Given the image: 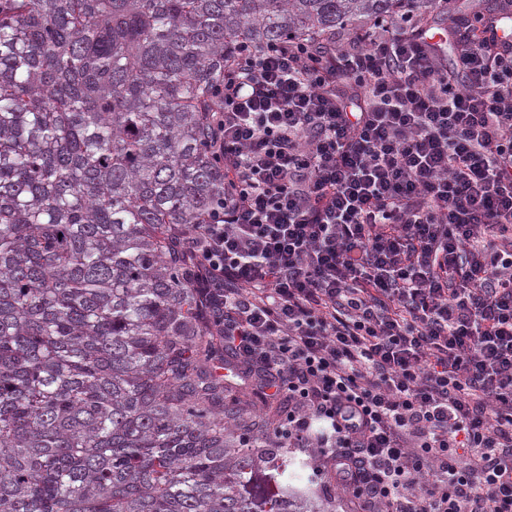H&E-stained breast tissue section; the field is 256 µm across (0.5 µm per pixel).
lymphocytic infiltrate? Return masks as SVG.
Wrapping results in <instances>:
<instances>
[{
  "label": "lymphocytic infiltrate",
  "instance_id": "obj_1",
  "mask_svg": "<svg viewBox=\"0 0 512 512\" xmlns=\"http://www.w3.org/2000/svg\"><path fill=\"white\" fill-rule=\"evenodd\" d=\"M412 12L240 48L224 211L191 243L279 448L369 512H512V48Z\"/></svg>",
  "mask_w": 512,
  "mask_h": 512
}]
</instances>
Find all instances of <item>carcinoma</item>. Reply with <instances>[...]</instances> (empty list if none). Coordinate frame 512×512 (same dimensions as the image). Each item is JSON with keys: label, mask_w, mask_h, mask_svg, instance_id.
<instances>
[{"label": "carcinoma", "mask_w": 512, "mask_h": 512, "mask_svg": "<svg viewBox=\"0 0 512 512\" xmlns=\"http://www.w3.org/2000/svg\"><path fill=\"white\" fill-rule=\"evenodd\" d=\"M439 0H0V512H321L257 483L262 418L183 248L224 205L242 43ZM512 18L468 0L451 26Z\"/></svg>", "instance_id": "carcinoma-1"}]
</instances>
